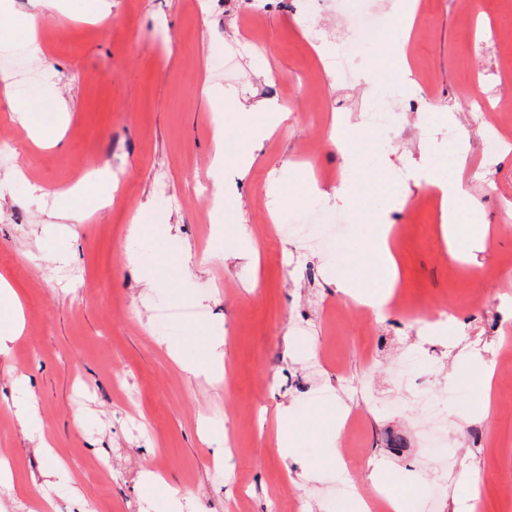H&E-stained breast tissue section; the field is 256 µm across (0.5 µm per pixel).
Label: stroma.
Wrapping results in <instances>:
<instances>
[{"label":"stroma","mask_w":512,"mask_h":512,"mask_svg":"<svg viewBox=\"0 0 512 512\" xmlns=\"http://www.w3.org/2000/svg\"><path fill=\"white\" fill-rule=\"evenodd\" d=\"M107 2V32L71 23L59 0H13L0 13V46L23 39L25 19L36 15L45 36L43 54L30 59L48 69L51 84L27 86L26 98L47 106L65 103L62 138L36 147L11 122L0 101V139L16 150L0 160V275L19 293L24 332L0 356V457L13 471L12 489L0 487V512H32L27 490L39 485L57 512H169L165 500L146 501L143 469L160 473L187 497L195 512H272V499L305 501V512H358L374 464L385 470L387 489L415 498L435 496L433 512H462L471 474L484 476L483 512H512V376L502 375L495 421L481 418L479 381L512 339V155L486 153L492 130L512 142V0H420L422 21L411 38L415 79L397 88L419 96L417 76H428L435 102L404 117L386 136L362 129L366 170L386 149L401 181L371 196L351 214L333 187L308 208L342 218L331 244L312 235L284 232L299 222L280 197L291 188L281 171L305 146L318 144L314 165L339 169L329 140V113L360 122L359 105L373 98L371 73L400 72L383 54L387 35L365 45L350 84L326 83L307 43L302 0H87L88 10ZM257 12L252 51L240 54L222 76L211 72L214 49L234 51L242 40V15ZM482 78L486 111L472 109L468 93ZM284 102L290 115L263 140L247 174L217 169L213 135L225 143L246 136L257 118L245 101ZM466 137L461 175L475 200L469 224L495 227L487 243L466 238V261L452 259L439 233L438 201L427 186L433 174L424 156L447 159V132ZM112 174L120 205L90 211L71 225L53 216V193L84 173ZM206 182L205 195L185 196L187 182ZM279 191H271V182ZM233 189L242 213L241 233L258 241V262L226 259L217 233L224 199L216 183ZM39 184L48 197L32 194ZM406 198L405 207L394 205ZM395 224L402 296L419 319L395 310L357 315L330 271L339 250L370 261L366 246L377 222ZM146 225L130 241L132 225ZM169 235H162L163 225ZM74 234L71 259L56 246ZM165 285L147 287L155 271ZM455 305L457 325L431 336L425 321L437 306ZM219 326L229 385L182 371L168 344L191 345L195 326ZM420 353L416 391L448 415L447 463L419 465L413 427L425 418L395 398L389 371L402 352ZM321 358L319 377L305 356ZM27 374L37 397L43 435L23 433L13 414L14 378ZM311 422L300 449L307 458L322 449L342 453L343 425L324 410L365 420L362 454L355 466L321 469L299 483L298 466L276 443L278 402ZM82 410V425L72 415ZM106 461L99 471L97 461Z\"/></svg>","instance_id":"obj_1"}]
</instances>
